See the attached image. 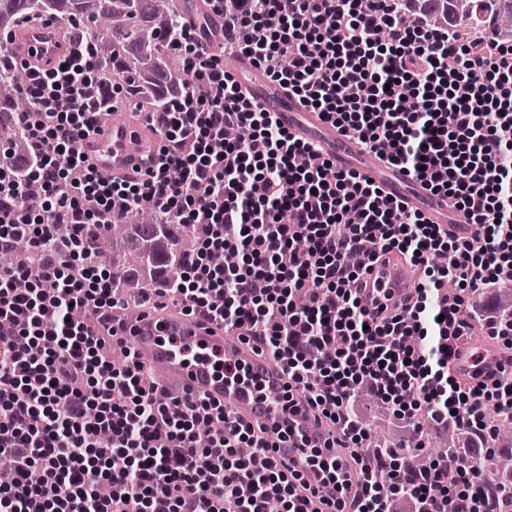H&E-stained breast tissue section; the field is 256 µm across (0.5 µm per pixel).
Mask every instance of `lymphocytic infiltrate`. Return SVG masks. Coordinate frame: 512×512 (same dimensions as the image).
<instances>
[{
  "label": "lymphocytic infiltrate",
  "instance_id": "lymphocytic-infiltrate-1",
  "mask_svg": "<svg viewBox=\"0 0 512 512\" xmlns=\"http://www.w3.org/2000/svg\"><path fill=\"white\" fill-rule=\"evenodd\" d=\"M209 2L224 16L229 53L261 64L287 57L274 81L368 152L389 153L476 232L443 234L292 139L274 113L244 104L186 25L173 41L196 84L175 93L162 115L166 142L136 181L102 180L79 150L98 122L93 49L71 47L55 67L32 68L19 89L31 107L16 116L29 151L0 158V246L28 243L17 269L0 271V468L14 475L0 489V512H267L273 500L310 512L261 434L202 400L149 393L133 349L119 369L100 357L89 318H111L117 301L111 275L95 271L86 229L114 222L121 201L198 228L194 256L156 297L178 295L188 312L251 330L307 404L340 427L354 472L300 444L303 473L325 489L329 512H389L392 494L412 499L414 512H508L474 462L492 416H512V373L464 385L449 361L451 340L470 333L469 293L512 280V41L406 26L397 0ZM26 179L45 191L42 212L23 202ZM59 224L72 227L61 245ZM394 250L430 272L412 305L378 322L354 285ZM215 252L237 261L214 265ZM26 274L28 290L16 292ZM449 281L457 291L441 295ZM362 390L400 419L424 408L464 430L471 456L422 469L394 455L368 459L350 412ZM203 423L213 428L205 442ZM244 444L250 455H240ZM450 469L462 490L445 483Z\"/></svg>",
  "mask_w": 512,
  "mask_h": 512
}]
</instances>
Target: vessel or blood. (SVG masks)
<instances>
[{
  "instance_id": "vessel-or-blood-1",
  "label": "vessel or blood",
  "mask_w": 512,
  "mask_h": 512,
  "mask_svg": "<svg viewBox=\"0 0 512 512\" xmlns=\"http://www.w3.org/2000/svg\"><path fill=\"white\" fill-rule=\"evenodd\" d=\"M198 42L208 54L224 45V18L210 14L201 28ZM28 65L52 68L63 56L65 45L52 28L28 30L13 47ZM235 79L246 103L274 112L280 125L293 138L320 145L322 155L338 170L353 172L380 187L382 195L400 202L406 209L421 211L430 224L441 225L452 237H469L475 227L457 212L449 211L448 200L430 187L391 164L386 157H363L356 141L326 121L320 113L305 107L280 83L269 78L251 57L241 56ZM127 125H97L81 139L82 155L98 172L115 178H135L141 157ZM357 296L370 312L385 317L408 305L414 294L413 278L406 265L383 257L363 273L356 285ZM99 335H115L144 356L149 387L158 394L190 391L202 400L223 405L233 419L258 427L278 424L299 430L304 439L324 443L327 429L315 428L314 416L305 401L289 411L273 414L255 392L263 385L269 394H283L288 376L281 366L259 353L240 332L225 329L210 318L188 316L177 309L149 311L134 319L99 323ZM511 354L497 348L471 343H454L452 365L467 378L495 375ZM243 368L247 382H230L224 377L225 363Z\"/></svg>"
}]
</instances>
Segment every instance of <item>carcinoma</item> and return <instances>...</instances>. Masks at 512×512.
<instances>
[{
    "mask_svg": "<svg viewBox=\"0 0 512 512\" xmlns=\"http://www.w3.org/2000/svg\"><path fill=\"white\" fill-rule=\"evenodd\" d=\"M403 16L412 22L423 18L429 23L451 28L468 38L512 39V0H407ZM26 13L33 18L64 16L72 41H89L97 52L107 86L99 97L102 118L121 119L128 112H165L168 91L188 88L195 75L185 68L170 44L171 19L182 17L175 0H105L92 7L89 0H0V23ZM28 78V71L13 65L10 75L0 79V113L28 110L17 88ZM0 144L10 152H27L26 140L9 118H0ZM162 231L170 243L160 263V276L171 280L196 248V229L191 224H168L156 212L134 209L99 233L92 227L87 234L96 238L95 262L112 273L116 289L136 278V267L146 262L137 236ZM480 469L504 491L512 488V456L487 454Z\"/></svg>",
    "mask_w": 512,
    "mask_h": 512,
    "instance_id": "obj_1",
    "label": "carcinoma"
}]
</instances>
